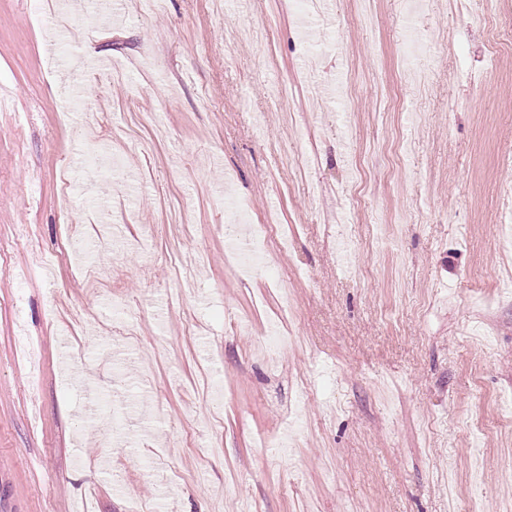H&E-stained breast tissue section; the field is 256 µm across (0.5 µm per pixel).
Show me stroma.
I'll use <instances>...</instances> for the list:
<instances>
[{
	"instance_id": "obj_1",
	"label": "stroma",
	"mask_w": 512,
	"mask_h": 512,
	"mask_svg": "<svg viewBox=\"0 0 512 512\" xmlns=\"http://www.w3.org/2000/svg\"><path fill=\"white\" fill-rule=\"evenodd\" d=\"M446 2L0 0V512H512V0ZM228 191L287 293L233 263Z\"/></svg>"
}]
</instances>
